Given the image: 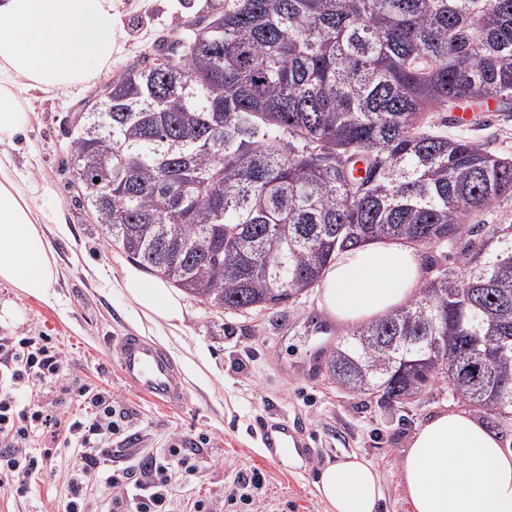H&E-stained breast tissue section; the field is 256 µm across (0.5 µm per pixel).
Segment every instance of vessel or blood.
I'll return each mask as SVG.
<instances>
[{"instance_id":"1","label":"vessel or blood","mask_w":512,"mask_h":512,"mask_svg":"<svg viewBox=\"0 0 512 512\" xmlns=\"http://www.w3.org/2000/svg\"><path fill=\"white\" fill-rule=\"evenodd\" d=\"M122 377L139 392L167 405L181 404L186 390L169 356L154 343L137 336L113 340ZM261 442L267 448H297L301 441L287 423L259 425Z\"/></svg>"}]
</instances>
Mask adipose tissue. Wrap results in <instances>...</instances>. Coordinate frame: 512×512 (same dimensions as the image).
<instances>
[{
    "mask_svg": "<svg viewBox=\"0 0 512 512\" xmlns=\"http://www.w3.org/2000/svg\"><path fill=\"white\" fill-rule=\"evenodd\" d=\"M116 32L112 0H0V283L22 295L47 296L59 276L38 188L18 180L9 152L29 123L23 92L88 85L111 66ZM423 282L415 247L373 242L337 254L319 306L337 325L355 326L402 306ZM120 284L148 320L182 324L181 296L165 281L127 265ZM400 474L412 512H512V450L466 409L421 423ZM315 487L330 512H379L384 499L374 464L356 455L322 468Z\"/></svg>",
    "mask_w": 512,
    "mask_h": 512,
    "instance_id": "obj_1",
    "label": "adipose tissue"
}]
</instances>
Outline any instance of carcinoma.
I'll use <instances>...</instances> for the list:
<instances>
[{"instance_id":"cac0c4a2","label":"carcinoma","mask_w":512,"mask_h":512,"mask_svg":"<svg viewBox=\"0 0 512 512\" xmlns=\"http://www.w3.org/2000/svg\"><path fill=\"white\" fill-rule=\"evenodd\" d=\"M199 17L189 54L126 68L77 117L73 183L108 240L224 312L287 305L338 251L461 242L464 271L430 262L325 367L381 405L441 379L512 421V224H466L512 196V158L421 124L512 104V0H208Z\"/></svg>"}]
</instances>
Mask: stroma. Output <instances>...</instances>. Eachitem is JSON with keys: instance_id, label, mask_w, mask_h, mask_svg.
Segmentation results:
<instances>
[{"instance_id": "stroma-1", "label": "stroma", "mask_w": 512, "mask_h": 512, "mask_svg": "<svg viewBox=\"0 0 512 512\" xmlns=\"http://www.w3.org/2000/svg\"><path fill=\"white\" fill-rule=\"evenodd\" d=\"M121 19L111 82L150 56L160 36H175L206 7V0H112ZM100 82V83H101ZM98 85V84H97ZM96 84L50 95L31 115L13 153L21 179L39 185L35 199L60 270L49 300L26 297L0 284V306L16 317L0 324V336H46L68 360L77 383L112 391L126 411L124 432L112 438L111 465L120 470L132 455L158 454L179 436L195 475L177 486L171 512H190L202 500L209 512H327L314 482L321 468L355 454L379 471L381 512H411L400 460L417 427L449 405L434 388L403 404L385 406L349 394L331 380L324 356L345 331L318 304V290L283 310L223 313L184 297L179 329L147 321L120 286L129 258L107 241L72 186L74 118ZM428 121L453 138L474 141L496 156L512 157V111L487 112L472 125L456 126L446 110H429ZM133 333L167 351L186 387V400L169 407L138 392L121 376L110 348L116 336ZM287 417L305 434L310 449L303 466L271 455L256 435V422ZM54 477L36 485L15 512H62L68 497L63 477L74 467L71 449L40 440ZM261 473V487L250 485Z\"/></svg>"}]
</instances>
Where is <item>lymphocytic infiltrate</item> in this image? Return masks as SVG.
I'll use <instances>...</instances> for the list:
<instances>
[{
	"label": "lymphocytic infiltrate",
	"instance_id": "f902f5d3",
	"mask_svg": "<svg viewBox=\"0 0 512 512\" xmlns=\"http://www.w3.org/2000/svg\"><path fill=\"white\" fill-rule=\"evenodd\" d=\"M71 375L48 337L0 336V489L16 500L29 497L33 478L49 472L34 438H60L78 458L66 476L67 512H91L87 490L92 486L111 491L112 512H168L180 478L194 473L195 465L172 443L163 455L138 454L123 470H112V438L122 430L123 415L110 391L74 387ZM33 381L44 386L48 399L21 403L24 387ZM70 400L89 409V420L64 414Z\"/></svg>",
	"mask_w": 512,
	"mask_h": 512
}]
</instances>
